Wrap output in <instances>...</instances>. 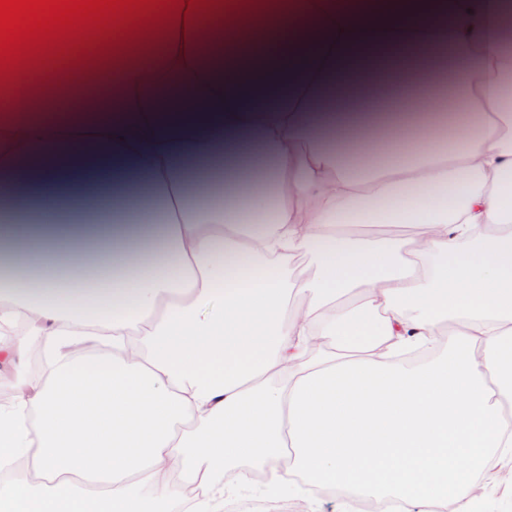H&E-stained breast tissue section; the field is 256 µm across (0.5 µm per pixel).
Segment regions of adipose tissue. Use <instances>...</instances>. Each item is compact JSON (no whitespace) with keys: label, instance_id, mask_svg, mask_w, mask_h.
Returning a JSON list of instances; mask_svg holds the SVG:
<instances>
[{"label":"adipose tissue","instance_id":"ef3b65f1","mask_svg":"<svg viewBox=\"0 0 512 512\" xmlns=\"http://www.w3.org/2000/svg\"><path fill=\"white\" fill-rule=\"evenodd\" d=\"M505 0H254L172 12L164 48L0 114V512H223L241 463L470 512L512 452ZM281 63L256 62L255 45ZM463 65L399 112L379 78ZM111 114H104V105ZM108 128L93 181L70 130ZM259 147L245 160L240 147ZM365 226L383 239L361 235ZM311 257L313 277L290 260ZM45 337L56 365L25 370ZM445 337L443 355H401Z\"/></svg>","mask_w":512,"mask_h":512}]
</instances>
